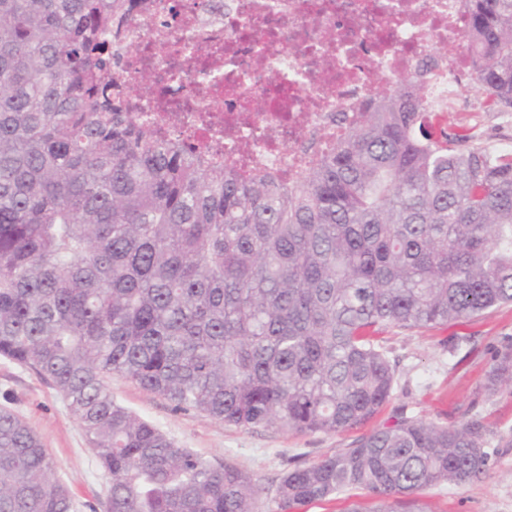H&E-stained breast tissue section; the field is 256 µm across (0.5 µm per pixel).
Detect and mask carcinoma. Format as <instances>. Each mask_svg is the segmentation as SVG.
Returning a JSON list of instances; mask_svg holds the SVG:
<instances>
[{
	"label": "carcinoma",
	"mask_w": 512,
	"mask_h": 512,
	"mask_svg": "<svg viewBox=\"0 0 512 512\" xmlns=\"http://www.w3.org/2000/svg\"><path fill=\"white\" fill-rule=\"evenodd\" d=\"M487 103L512 110V0H466ZM128 0H0V357L50 381L110 478L103 512H255L253 475L112 399L122 376L226 424L335 434L390 400L376 343L512 303V154L440 125L426 57L382 76L308 175H240L128 116L112 45ZM512 388V350L484 396ZM474 415H400L282 477L267 512L348 486L371 512L489 470ZM39 435L0 407V512H72Z\"/></svg>",
	"instance_id": "1"
}]
</instances>
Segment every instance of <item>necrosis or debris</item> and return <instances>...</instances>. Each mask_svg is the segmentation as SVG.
<instances>
[{"instance_id": "1", "label": "necrosis or debris", "mask_w": 512, "mask_h": 512, "mask_svg": "<svg viewBox=\"0 0 512 512\" xmlns=\"http://www.w3.org/2000/svg\"><path fill=\"white\" fill-rule=\"evenodd\" d=\"M132 0L116 42L115 79L137 120L188 146L301 180L328 155L381 90L380 76L434 55L427 90L442 112L474 55L460 46L464 0ZM155 67L169 113L139 86ZM160 89V90H161Z\"/></svg>"}]
</instances>
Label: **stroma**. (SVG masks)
I'll return each mask as SVG.
<instances>
[{
	"mask_svg": "<svg viewBox=\"0 0 512 512\" xmlns=\"http://www.w3.org/2000/svg\"><path fill=\"white\" fill-rule=\"evenodd\" d=\"M441 121L469 130L477 142L495 151L501 150L504 141H512V121L504 122L498 111L484 112L478 123L466 112L447 113ZM380 344L396 364V383L378 422L398 410L444 425L463 423L477 413L492 435L486 476L463 486L426 489L419 507L424 512H512V393L504 391L485 402L480 399L494 355L512 347V304L446 326L394 328ZM110 387L116 403L157 427L176 446L190 449L207 463L227 464L252 474L264 489L258 502L262 508L274 496L290 462L317 460L346 447L353 438L349 432L248 430L201 412L175 410L167 399L117 375ZM0 405L12 408L42 437L72 494L74 512H90L91 506L104 500L109 478L51 382L0 358Z\"/></svg>",
	"mask_w": 512,
	"mask_h": 512,
	"instance_id": "1",
	"label": "stroma"
}]
</instances>
